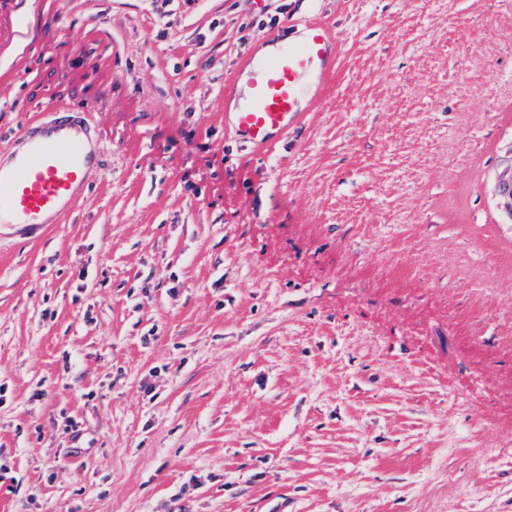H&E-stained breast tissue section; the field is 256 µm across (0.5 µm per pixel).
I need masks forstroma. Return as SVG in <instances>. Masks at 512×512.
Masks as SVG:
<instances>
[{
	"mask_svg": "<svg viewBox=\"0 0 512 512\" xmlns=\"http://www.w3.org/2000/svg\"><path fill=\"white\" fill-rule=\"evenodd\" d=\"M314 18L254 150L224 98ZM64 107L103 173L0 229V512H512V0H0V154ZM306 37L299 41L280 42L271 56H252L245 63L250 70L251 97L248 77L241 85L244 97L233 112L238 135L257 150L272 147L283 137L299 117L298 101L309 78L327 80L339 62V41L330 25L315 20L306 26ZM495 196L498 198L500 207L512 219V160L497 178Z\"/></svg>",
	"mask_w": 512,
	"mask_h": 512,
	"instance_id": "stroma-1",
	"label": "stroma"
}]
</instances>
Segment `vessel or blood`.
Segmentation results:
<instances>
[{
	"label": "vessel or blood",
	"mask_w": 512,
	"mask_h": 512,
	"mask_svg": "<svg viewBox=\"0 0 512 512\" xmlns=\"http://www.w3.org/2000/svg\"><path fill=\"white\" fill-rule=\"evenodd\" d=\"M338 62V38L322 20L307 25L303 40L281 42L275 54L248 59L253 96L233 116L238 135L255 149L272 147L298 119L305 81L327 80ZM101 169L84 113L60 111L27 123L0 156V227L26 234L56 223Z\"/></svg>",
	"instance_id": "vessel-or-blood-1"
}]
</instances>
